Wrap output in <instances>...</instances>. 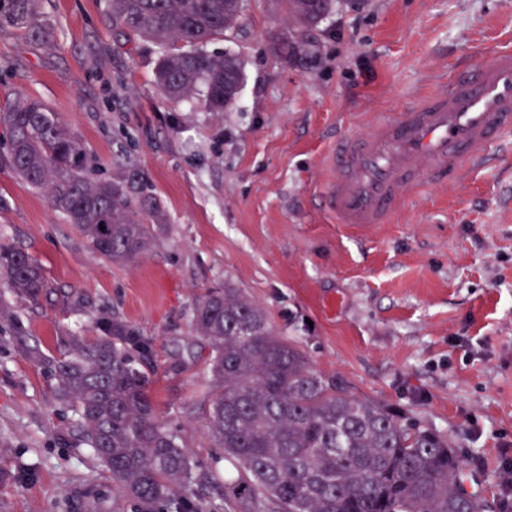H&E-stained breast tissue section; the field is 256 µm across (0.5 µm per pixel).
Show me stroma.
<instances>
[{"label":"stroma","instance_id":"obj_1","mask_svg":"<svg viewBox=\"0 0 512 512\" xmlns=\"http://www.w3.org/2000/svg\"><path fill=\"white\" fill-rule=\"evenodd\" d=\"M41 12L47 41L0 27V104L43 100L94 177L137 172L166 222L114 263L0 162V240L54 285L36 303L0 288V465L14 475L0 512H132L26 353L62 358L113 314L153 341V399L197 465L202 512H236L239 484H210L232 463L209 433L208 347L190 325L199 295L226 281L317 370L447 434L468 490L512 512V140L372 230L333 223L321 193L338 138L512 47V0H338L307 26L286 0H243L238 27L209 45L242 64L224 112L165 99L160 48L114 32L108 0H41Z\"/></svg>","mask_w":512,"mask_h":512}]
</instances>
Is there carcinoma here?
I'll list each match as a JSON object with an SVG mask.
<instances>
[{"label": "carcinoma", "mask_w": 512, "mask_h": 512, "mask_svg": "<svg viewBox=\"0 0 512 512\" xmlns=\"http://www.w3.org/2000/svg\"><path fill=\"white\" fill-rule=\"evenodd\" d=\"M288 0L301 23L323 18ZM242 0H109L112 29L162 50L155 79L164 96L209 112L235 104L240 59L208 45L235 27ZM45 41L40 0H0V25ZM5 161L47 193L98 254L126 263L147 251L162 217L133 173L89 180L80 140L43 101L15 93L0 110ZM0 286L36 302L53 285L33 257L0 241ZM191 325L209 348L206 408L215 447L271 512H488L448 435L316 371L295 337L280 335L266 311L230 283L205 291ZM92 339L73 338L67 358L47 359L75 428L135 512H200L199 477L179 429L158 419L151 396L153 342L118 316Z\"/></svg>", "instance_id": "1"}]
</instances>
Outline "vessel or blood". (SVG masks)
<instances>
[{
	"label": "vessel or blood",
	"mask_w": 512,
	"mask_h": 512,
	"mask_svg": "<svg viewBox=\"0 0 512 512\" xmlns=\"http://www.w3.org/2000/svg\"><path fill=\"white\" fill-rule=\"evenodd\" d=\"M511 134L512 49L505 48L400 117L340 140L323 158L327 209L338 224L391 223L423 185L482 163L496 138Z\"/></svg>",
	"instance_id": "1"
}]
</instances>
